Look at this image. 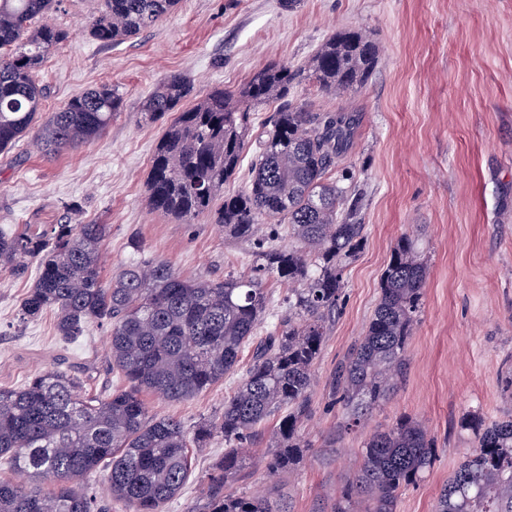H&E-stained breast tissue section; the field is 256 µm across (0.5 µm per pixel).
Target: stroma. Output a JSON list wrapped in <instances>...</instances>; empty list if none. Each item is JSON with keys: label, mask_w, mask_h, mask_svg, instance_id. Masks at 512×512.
I'll return each mask as SVG.
<instances>
[{"label": "stroma", "mask_w": 512, "mask_h": 512, "mask_svg": "<svg viewBox=\"0 0 512 512\" xmlns=\"http://www.w3.org/2000/svg\"><path fill=\"white\" fill-rule=\"evenodd\" d=\"M98 0H60L52 23L71 37L41 72L43 114L80 91L114 83L124 106L99 139L48 158L27 141L0 152V227L46 228L73 220L105 224L111 279L135 256L162 259L190 277L219 279L250 266L251 251L225 240L207 219L181 224L151 210L146 180L163 122L141 120L144 97L165 75L190 78L196 94L237 90L272 63L296 67L331 35L356 30L377 47L367 81L336 97L297 81L289 101L309 109L350 112L359 119L341 167L365 192V246L345 270L346 301L315 366L313 413L301 427L309 444L299 465L280 477L253 467L230 491L260 494L287 512H330L361 460L364 440L401 415L424 420L437 458L423 481L401 494L397 512H434L442 487L475 439L461 429L469 413L494 420L512 413L501 374L512 365V0H181L155 26L116 44L85 33ZM421 239L428 260L419 323L405 378L363 429L326 441L342 411L326 392L337 364L362 336L380 296L394 242ZM32 277L0 275V388H17L48 368L75 367L90 395L120 387L107 330L89 326L63 342L55 315L20 322L18 307ZM233 377L182 402L148 397L153 414L186 428L218 415ZM224 451L223 438L193 449L180 497L164 512H186L201 479Z\"/></svg>", "instance_id": "stroma-1"}]
</instances>
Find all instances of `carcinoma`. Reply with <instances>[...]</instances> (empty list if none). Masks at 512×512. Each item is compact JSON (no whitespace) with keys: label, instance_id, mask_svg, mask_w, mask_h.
I'll use <instances>...</instances> for the list:
<instances>
[{"label":"carcinoma","instance_id":"obj_1","mask_svg":"<svg viewBox=\"0 0 512 512\" xmlns=\"http://www.w3.org/2000/svg\"><path fill=\"white\" fill-rule=\"evenodd\" d=\"M57 2L0 0V151L28 137L44 156L56 157L100 138L123 107L119 85L102 84L42 119L46 87L39 72L70 38L47 22ZM179 3L100 0L87 33L114 44L155 25ZM376 58L366 34L346 31L324 42L304 68L269 64L234 92L213 87L185 107L194 87L174 73L145 97V122L174 113L153 149L150 207L180 224L206 216L225 236L248 244L254 262L247 273L188 279L166 261L139 258L106 283L101 259L109 225L0 229V272L23 277L30 266L36 269L20 320L50 310L57 335L68 342L93 324L107 327L112 368L128 383L104 398L82 395L78 376L53 367L19 388L0 389V461L19 477L0 480V512H112L114 501L131 512H162L182 494L190 448L207 447L217 434L224 437V455L207 470L201 496L187 512H282L265 496L229 492L228 484L244 470L257 426L284 407L288 413L269 440L267 469L279 474L303 460L300 426L312 413L315 365L345 303V269L365 242L362 193L332 178L357 118L295 105L288 90L303 78L325 93L349 94ZM278 101L283 105L253 136L252 109ZM253 139L245 187L224 193ZM283 232L294 245H278ZM268 276L288 283V295L277 324L259 336L270 304L263 286ZM427 276L420 240L400 236L364 333L331 378L329 402L342 408L347 427L360 426L402 380ZM247 347L249 364L224 398V411L191 433L174 417L150 413L141 398L149 392L169 402L191 399L237 372ZM466 428L476 449L441 489L435 512H512V416L487 423L475 415ZM361 455L331 512H396L400 492L433 465L436 443L425 422L402 415L373 433ZM103 464L107 494L100 496L89 481Z\"/></svg>","mask_w":512,"mask_h":512}]
</instances>
